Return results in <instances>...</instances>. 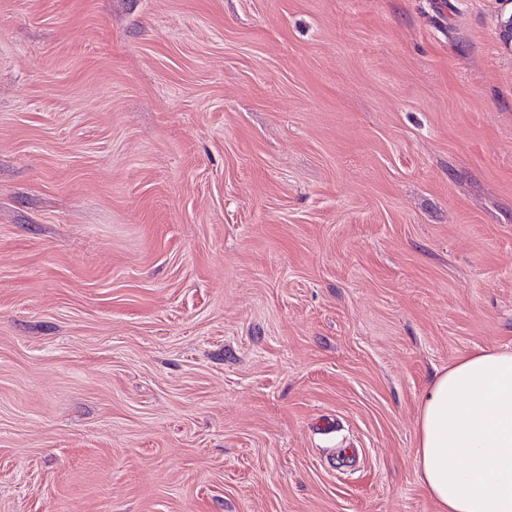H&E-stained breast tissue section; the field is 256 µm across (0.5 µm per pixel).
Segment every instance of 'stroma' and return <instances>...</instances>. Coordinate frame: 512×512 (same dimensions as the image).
Wrapping results in <instances>:
<instances>
[{"label":"stroma","instance_id":"35a3bbf8","mask_svg":"<svg viewBox=\"0 0 512 512\" xmlns=\"http://www.w3.org/2000/svg\"><path fill=\"white\" fill-rule=\"evenodd\" d=\"M512 0H0V512H436L435 374L512 350Z\"/></svg>","mask_w":512,"mask_h":512}]
</instances>
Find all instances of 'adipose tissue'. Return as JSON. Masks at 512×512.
Wrapping results in <instances>:
<instances>
[{
	"label": "adipose tissue",
	"instance_id": "obj_1",
	"mask_svg": "<svg viewBox=\"0 0 512 512\" xmlns=\"http://www.w3.org/2000/svg\"><path fill=\"white\" fill-rule=\"evenodd\" d=\"M414 468L436 512H512V351L465 354L434 378Z\"/></svg>",
	"mask_w": 512,
	"mask_h": 512
}]
</instances>
